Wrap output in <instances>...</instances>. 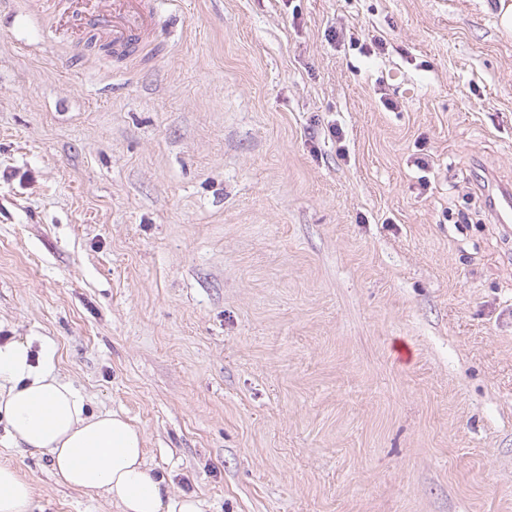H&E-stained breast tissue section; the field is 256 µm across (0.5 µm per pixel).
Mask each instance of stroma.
<instances>
[{
    "instance_id": "1",
    "label": "stroma",
    "mask_w": 512,
    "mask_h": 512,
    "mask_svg": "<svg viewBox=\"0 0 512 512\" xmlns=\"http://www.w3.org/2000/svg\"><path fill=\"white\" fill-rule=\"evenodd\" d=\"M496 12L161 0L152 54L120 63L9 0L0 340L51 342L203 512H512ZM8 441L35 512H120ZM492 214L496 224L509 228L512 223V189L499 186L490 194Z\"/></svg>"
}]
</instances>
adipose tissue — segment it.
Masks as SVG:
<instances>
[{
	"mask_svg": "<svg viewBox=\"0 0 512 512\" xmlns=\"http://www.w3.org/2000/svg\"><path fill=\"white\" fill-rule=\"evenodd\" d=\"M0 340V419L16 448L48 454L63 485L104 496L121 512H201L193 495H172L148 468L142 432L112 412L86 414L83 395L56 375L55 349ZM33 489L0 465V512H32Z\"/></svg>",
	"mask_w": 512,
	"mask_h": 512,
	"instance_id": "adipose-tissue-1",
	"label": "adipose tissue"
}]
</instances>
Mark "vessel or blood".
<instances>
[{"label":"vessel or blood","mask_w":512,"mask_h":512,"mask_svg":"<svg viewBox=\"0 0 512 512\" xmlns=\"http://www.w3.org/2000/svg\"><path fill=\"white\" fill-rule=\"evenodd\" d=\"M50 28L63 34L73 30L103 31L114 47L142 50L151 43L157 26L158 0H44ZM496 223L512 225V189L501 186L490 195Z\"/></svg>","instance_id":"obj_1"}]
</instances>
